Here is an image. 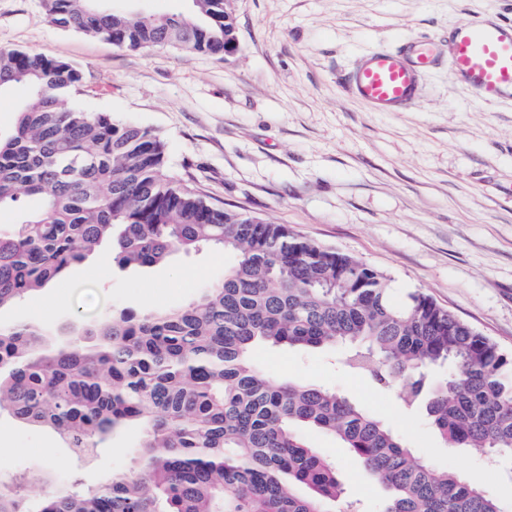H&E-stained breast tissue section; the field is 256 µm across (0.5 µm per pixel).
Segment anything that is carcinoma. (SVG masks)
I'll list each match as a JSON object with an SVG mask.
<instances>
[{"label": "carcinoma", "mask_w": 512, "mask_h": 512, "mask_svg": "<svg viewBox=\"0 0 512 512\" xmlns=\"http://www.w3.org/2000/svg\"><path fill=\"white\" fill-rule=\"evenodd\" d=\"M133 18L109 0H44L51 23L129 49L224 54L232 0ZM82 71L46 52L0 50V95L28 90L0 134V207L41 206L0 227V309L48 287L104 243L125 269L217 247L234 262L191 304L108 307L43 348L32 323L0 326V413L55 431L86 461L136 422L143 466L93 488L69 475L35 506L0 491V512H326L336 468L302 430L329 434L384 491L382 512H502L458 472L420 460L385 422L334 389L268 376L262 345L334 348L344 364L399 385L450 449L512 458V355L420 289L245 212L172 174L154 131L74 102Z\"/></svg>", "instance_id": "obj_1"}]
</instances>
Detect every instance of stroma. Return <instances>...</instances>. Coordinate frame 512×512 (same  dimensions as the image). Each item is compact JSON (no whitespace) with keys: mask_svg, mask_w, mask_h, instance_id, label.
<instances>
[{"mask_svg":"<svg viewBox=\"0 0 512 512\" xmlns=\"http://www.w3.org/2000/svg\"><path fill=\"white\" fill-rule=\"evenodd\" d=\"M512 19V0H235L238 48L217 57L171 46L130 51L55 27L43 0H0V49L46 51L80 69L77 104L153 130L177 175L225 207L348 253L419 288L512 354V98L487 101L451 71L450 27ZM417 37L438 44L416 103L374 112L345 78L358 59ZM231 258L203 248L162 265L120 270L100 250L49 288L0 309V325L33 321L68 342L80 312L105 305L166 309L195 300ZM274 378L335 388L387 423L423 461L449 467L512 512V466L476 449L449 456L395 391L349 370L340 350H258ZM139 425L92 461L70 457L52 430L0 415V488L38 499L30 477L67 464L85 485L142 466ZM359 512L382 493L333 436L310 431Z\"/></svg>","mask_w":512,"mask_h":512,"instance_id":"obj_1","label":"stroma"}]
</instances>
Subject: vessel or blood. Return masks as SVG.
<instances>
[{"label": "vessel or blood", "mask_w": 512, "mask_h": 512, "mask_svg": "<svg viewBox=\"0 0 512 512\" xmlns=\"http://www.w3.org/2000/svg\"><path fill=\"white\" fill-rule=\"evenodd\" d=\"M451 70L482 97H512V22L501 19L469 21L448 35ZM436 62L430 42L416 41L396 49L368 53L348 75L351 93L376 111L412 105L420 75Z\"/></svg>", "instance_id": "vessel-or-blood-1"}]
</instances>
